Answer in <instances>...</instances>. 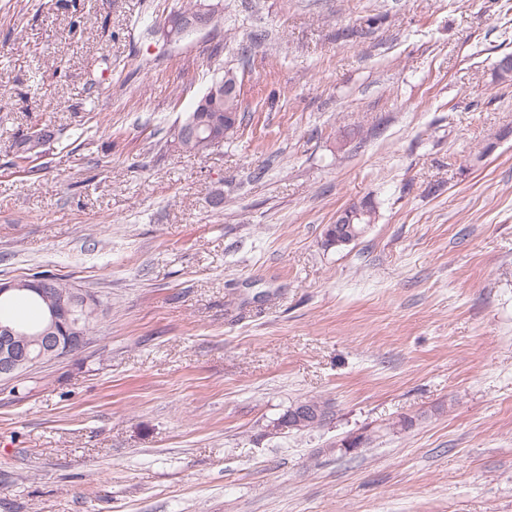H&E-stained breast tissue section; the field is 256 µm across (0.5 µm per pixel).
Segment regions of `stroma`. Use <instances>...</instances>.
<instances>
[{
	"label": "stroma",
	"instance_id": "1",
	"mask_svg": "<svg viewBox=\"0 0 512 512\" xmlns=\"http://www.w3.org/2000/svg\"><path fill=\"white\" fill-rule=\"evenodd\" d=\"M183 3L0 0V280L103 302L0 379V512H512V8L220 0L167 41ZM228 69L234 137L169 150ZM201 0H188V4L184 7H181L180 9L170 13V17H168L163 25H162V32L164 36L167 39L172 40L174 36V32L178 26L182 27V32H198L208 29L213 21V18L216 15V12L218 10L217 4H209V5H200L196 9L195 7L198 2ZM195 9V10H194ZM194 10V11H193ZM193 11L192 13H190ZM190 13V14H188ZM188 14L185 18L182 20H179V22H175L171 17H180L183 15ZM170 29H172L170 31ZM354 208L345 209L336 214V224L341 227L342 224H349L348 236L362 237L366 231L367 224H354L355 219H362L369 217L368 205L361 206L359 202ZM371 221L370 218L365 219L363 222ZM336 224H328L324 232L323 246L327 249L336 247L341 248L339 245H349L352 240L347 236H342L339 232L336 233ZM336 235L338 238H336ZM357 239V240H358ZM356 240V241H357ZM310 407V408H314L315 411H317L320 415V421H325L326 418H329L330 416V411H329V408L327 405H325L324 403L322 402H319L317 400H314V399H304V400H301V401H297L296 403L290 405L288 407V409H286V411L275 421L277 425L279 426H284V427H287V433L288 431H293V430H296V431H301L302 429H306V428H309V426H312L314 423H307L301 427H297L295 426L296 424V421L293 419L292 417V412L294 410H298L296 412V417L298 420H305L307 417H309L310 415V410L306 409V408H302V407ZM302 408V409H300ZM300 409V410H299Z\"/></svg>",
	"mask_w": 512,
	"mask_h": 512
}]
</instances>
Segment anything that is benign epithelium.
<instances>
[{
	"label": "benign epithelium",
	"mask_w": 512,
	"mask_h": 512,
	"mask_svg": "<svg viewBox=\"0 0 512 512\" xmlns=\"http://www.w3.org/2000/svg\"><path fill=\"white\" fill-rule=\"evenodd\" d=\"M218 10V5H200L180 21L167 18L162 25V32L168 39H173L174 29L198 32L208 29ZM369 217L368 206L358 205L336 214V224H353L355 219ZM19 291H31L38 295L48 307L49 321L38 333L31 335L16 328L10 320H0V377H13L16 370L29 361V347L39 343L42 347L41 357L56 359L80 347L84 340L83 329L72 320V306L78 301L82 305L97 303V298L79 289L70 291L68 298L55 296L53 281L43 282L9 280L0 281V298Z\"/></svg>",
	"instance_id": "obj_1"
}]
</instances>
